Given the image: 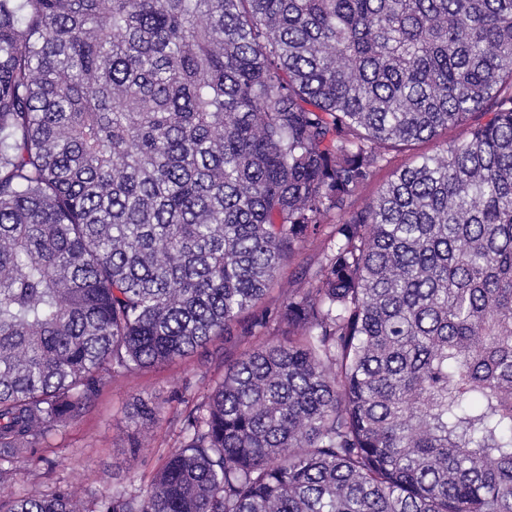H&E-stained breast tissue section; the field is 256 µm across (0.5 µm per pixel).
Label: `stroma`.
<instances>
[{
    "instance_id": "35a3bbf8",
    "label": "stroma",
    "mask_w": 512,
    "mask_h": 512,
    "mask_svg": "<svg viewBox=\"0 0 512 512\" xmlns=\"http://www.w3.org/2000/svg\"><path fill=\"white\" fill-rule=\"evenodd\" d=\"M463 134L460 128L443 130L431 141L390 152L389 163L360 189L358 205L371 203L394 173L412 164L417 155L435 153L442 144ZM241 351V346L217 339L173 362L116 375L82 417L52 432L30 461L21 463L12 476L0 482V496L46 493L61 481L72 483L82 496L91 499L116 484L146 487L163 458L180 444L181 419L187 406L199 402L208 387L223 380L226 365ZM139 399L158 407L155 420H131L133 404ZM136 436L143 446L134 456L129 446Z\"/></svg>"
}]
</instances>
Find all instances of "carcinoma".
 I'll list each match as a JSON object with an SVG mask.
<instances>
[{
    "instance_id": "cac0c4a2",
    "label": "carcinoma",
    "mask_w": 512,
    "mask_h": 512,
    "mask_svg": "<svg viewBox=\"0 0 512 512\" xmlns=\"http://www.w3.org/2000/svg\"><path fill=\"white\" fill-rule=\"evenodd\" d=\"M215 336L147 488L0 512H512V0H0V481ZM463 134L464 131L461 128L448 129V131L443 130L432 141L417 144L411 149L389 152V163L380 167L370 181L360 189L356 204L358 206H366L371 203L377 197L379 190L393 178L394 173L398 169L412 164L417 155L421 153H435L446 141L450 142L462 137ZM334 224H336V215L328 218L326 224H322V231L318 237L310 238L303 243L297 255L281 269L278 278L279 286L288 288V280L300 278L306 268L316 265L322 248L328 243V235Z\"/></svg>"
}]
</instances>
